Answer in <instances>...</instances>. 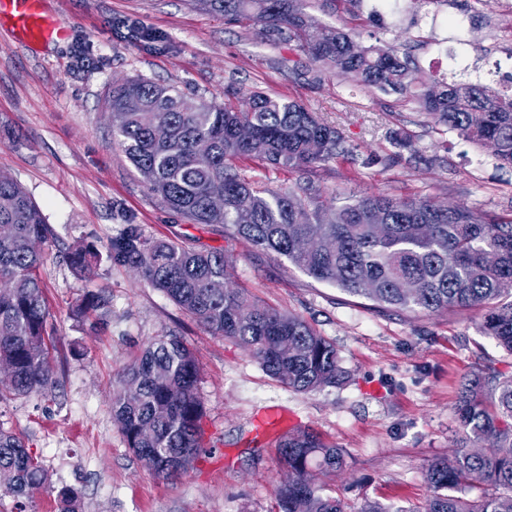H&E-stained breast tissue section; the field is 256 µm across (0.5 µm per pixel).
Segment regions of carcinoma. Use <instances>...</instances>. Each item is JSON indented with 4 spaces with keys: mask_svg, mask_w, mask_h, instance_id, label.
Segmentation results:
<instances>
[{
    "mask_svg": "<svg viewBox=\"0 0 512 512\" xmlns=\"http://www.w3.org/2000/svg\"><path fill=\"white\" fill-rule=\"evenodd\" d=\"M307 0H194L229 22L246 20L258 33L294 42L311 61L356 86L410 98L451 131L512 167V95L480 77L447 82L423 75L385 44L360 46L336 26L316 22ZM112 137L138 171H151L149 192L192 224L218 225L279 257L317 282L333 285L382 309L433 315L482 311L481 333L512 355V220L487 223L463 207L429 199L367 194L339 207L325 205L308 185L258 191L233 168L240 159L305 171L354 151L333 126L296 100L260 91L249 106L215 105L154 81L128 79L112 87ZM252 134L242 139L240 125ZM386 220L385 236L375 223ZM56 233L16 180L0 174V397L46 391L56 383L54 332L39 267ZM496 261L487 263L486 255ZM89 275L107 261L137 271L204 329L243 347L281 385L301 393L339 384L346 375L336 347L295 314L273 309L226 282L219 249L183 239L144 235L128 224L100 247L75 242L63 256ZM406 279L408 293L398 287ZM108 298L89 290L73 316L95 331ZM200 365L177 336L154 339L112 391V416L143 467L173 480L202 454ZM455 413L458 451L432 461L425 473L433 494L418 509L367 500L357 512H512V373L493 367L467 379ZM291 472L277 490L278 512H346L322 493L320 477L345 465L341 448L306 430L278 443ZM47 472L16 434L0 425V492L30 499ZM486 486L478 498L473 484Z\"/></svg>",
    "mask_w": 512,
    "mask_h": 512,
    "instance_id": "1",
    "label": "carcinoma"
}]
</instances>
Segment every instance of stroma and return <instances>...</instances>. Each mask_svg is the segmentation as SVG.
Instances as JSON below:
<instances>
[{"mask_svg": "<svg viewBox=\"0 0 512 512\" xmlns=\"http://www.w3.org/2000/svg\"><path fill=\"white\" fill-rule=\"evenodd\" d=\"M43 4L66 27L65 37L31 43L0 22V173L22 184L58 234L40 267L56 333L57 386L0 398V425L48 473L31 512H60L65 487L76 492L80 512H277V488L289 477L277 442L297 428L343 449L345 470L321 482L348 512L367 499L422 506L432 493L428 464L451 454L459 436L454 408L465 379L486 365L512 372V356L480 333V312L380 311L218 227L189 223L148 192L113 143L105 100L112 85L142 77L218 105L230 88L242 108L255 91L298 101L342 132L357 162L336 159L304 172L245 162L238 171L266 189L310 183L328 204L365 194L424 197L500 222L512 218V168L398 94L319 74L289 44L190 0ZM306 11L359 45H392L425 74L438 70L439 48L454 44L449 16L465 13L471 58L512 69V9L504 0H408L396 18L374 13L372 0L357 7L309 0ZM133 27L160 42L132 39ZM128 224L153 238L223 250L233 287L301 316L335 345L344 382L313 393L289 390L133 270L104 262L84 278L58 255L78 240L103 245ZM89 290L103 292L111 309L93 334L70 316ZM168 334L195 352L205 406L204 451L174 481L143 468L112 419V389L123 369L147 342Z\"/></svg>", "mask_w": 512, "mask_h": 512, "instance_id": "1", "label": "stroma"}]
</instances>
